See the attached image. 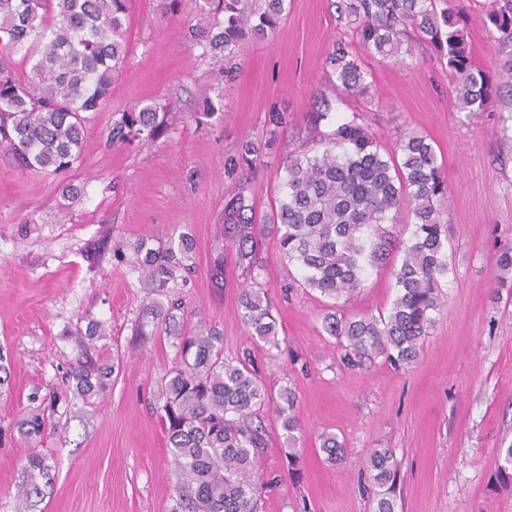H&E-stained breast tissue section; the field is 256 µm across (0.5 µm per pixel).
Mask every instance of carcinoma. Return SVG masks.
<instances>
[{
	"instance_id": "cac0c4a2",
	"label": "carcinoma",
	"mask_w": 512,
	"mask_h": 512,
	"mask_svg": "<svg viewBox=\"0 0 512 512\" xmlns=\"http://www.w3.org/2000/svg\"><path fill=\"white\" fill-rule=\"evenodd\" d=\"M336 0L340 26L352 40L337 39L324 64L336 78V94L365 101L367 111L378 104L370 94L363 57L405 62L413 45L432 46L447 60L458 86L461 111L471 117L484 110L491 89L477 69L462 30L459 0ZM223 23L199 27L196 42L231 61L249 38H272L284 17L286 0H209ZM127 0H0V149L24 168L64 175L81 161L86 123L108 101L127 55ZM490 23L512 42V0H493ZM218 32H213V29ZM357 43L360 50L352 48ZM34 59L33 76L19 78L11 56ZM326 98L310 112L314 150L288 155L280 164L281 195L265 217L256 220L248 187L240 184L224 203L216 254L210 267L213 284L224 280V242L235 248L242 270L240 317L251 335L278 346L272 307L262 291L264 262L259 239L277 237L284 257L296 264L299 286L320 291L333 300L324 328L336 337L343 358L360 364L383 357L410 364L422 338L434 326L440 308L441 280L448 276V183L444 167L427 137H404L397 150L383 148L369 132L362 114L330 121ZM334 123L329 131L324 123ZM287 123L285 113L271 112L270 138L246 139L224 161V174L238 179L257 167L273 146L276 129ZM157 108L127 111L108 129L107 143L152 139L161 129ZM411 215L408 239L390 232L400 209ZM150 299L147 313L168 330L178 361L157 383L155 413L177 467L173 512H258L264 487L252 478L254 461L265 448V429L255 423L269 405V395L252 369L251 354L224 356V336L214 328L183 334L176 329L181 305L165 307L157 297L187 283L193 242L181 233L147 246L114 243V257L126 259ZM400 258L393 268L397 294L391 307L378 315L337 316L361 288L368 269ZM86 328L70 331L77 355L67 373L75 393L89 400L106 391L120 363L88 354L104 337L103 323L86 314ZM275 412L289 440L301 433L292 389L280 394ZM46 421L31 413L17 423V434L0 427V442L28 445L41 437ZM321 450L331 462L342 461L345 448L335 435H322ZM367 470L378 488L375 512H394L396 464L391 448H376Z\"/></svg>"
}]
</instances>
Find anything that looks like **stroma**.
Wrapping results in <instances>:
<instances>
[{"label": "stroma", "instance_id": "1", "mask_svg": "<svg viewBox=\"0 0 512 512\" xmlns=\"http://www.w3.org/2000/svg\"><path fill=\"white\" fill-rule=\"evenodd\" d=\"M128 0L125 68L106 106L86 127L82 160L67 173L82 188L64 198L56 177L0 153V352L11 359L0 383V426L38 409L50 428L37 447L46 474L31 476L25 448L0 446V512H19L17 492L30 488L26 512H172L176 467L153 409L154 389L171 368L172 339L156 331L136 275L112 254L113 239L156 242L172 231L194 242L186 287L169 291L186 305L181 331L215 328L224 354L251 349L258 378L272 396L291 388L303 435L289 445L272 411H264L267 448L257 477H280L259 512H374L376 488L365 461L390 448L398 467L396 512H512V273L499 276V250L512 244V81L504 74L512 46L492 38L489 0H463L461 26L474 65L496 93L484 112L466 118L456 79L432 50L404 64L367 60L379 104L365 122L386 148L408 132L426 136L445 166L452 270L441 308L417 359L394 365L378 357L347 364L322 326L329 298L293 288L297 268L276 238L262 241L261 281L278 327V347L254 344L240 319L243 278L224 253V285L210 265L224 200L235 191L224 161L243 139L264 136L271 110L287 113L275 153L248 179L257 214L280 191L277 162L307 137L315 95H332L324 58L340 33L333 0H287L275 37L245 44L233 80L224 57L190 38L207 24L204 0ZM219 112L206 116L208 105ZM155 105L167 122L157 138L106 145L122 112ZM396 296L390 268L369 269L343 316L375 315ZM104 322L95 348L120 355L109 389L76 398L66 373L74 359L68 336L84 313ZM36 401H29L30 393ZM336 434L346 455L327 461L322 433ZM296 463H289V451Z\"/></svg>", "mask_w": 512, "mask_h": 512}]
</instances>
